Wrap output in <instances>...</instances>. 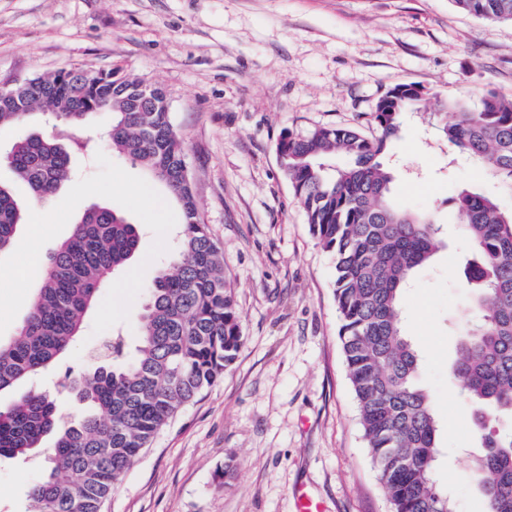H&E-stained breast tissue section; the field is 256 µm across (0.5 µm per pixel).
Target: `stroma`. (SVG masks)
<instances>
[{
    "mask_svg": "<svg viewBox=\"0 0 512 512\" xmlns=\"http://www.w3.org/2000/svg\"><path fill=\"white\" fill-rule=\"evenodd\" d=\"M82 65L115 68L162 87L186 142L202 220L224 252L243 345L223 377L143 450L101 512H299L305 488L326 512H390L365 446L341 343L333 259L312 234L276 152L284 132L322 126L380 133L375 105L390 87L420 86L389 146L394 202L434 211L465 185L497 181L456 157L439 134L437 96L512 97V22H487L451 0H0V82ZM73 173L39 201L0 166L26 206L0 254V340L22 325L42 267L83 212L109 205L143 237L133 285L101 290L58 369L0 392V407L32 389L57 390L65 370L91 368L112 334L134 356L142 288L165 266L182 213L167 189L99 147L71 156ZM449 238L405 298L407 333L440 419L438 477L458 512H482L468 474L470 409L455 388L454 326L466 318ZM43 454L0 458V512H28Z\"/></svg>",
    "mask_w": 512,
    "mask_h": 512,
    "instance_id": "1",
    "label": "stroma"
}]
</instances>
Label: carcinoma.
Segmentation results:
<instances>
[{"mask_svg":"<svg viewBox=\"0 0 512 512\" xmlns=\"http://www.w3.org/2000/svg\"><path fill=\"white\" fill-rule=\"evenodd\" d=\"M478 19L512 21V0H451ZM89 66L43 74L0 100V128L39 109L55 132L12 142L4 159L34 198L50 199L68 177V142L98 147L87 120L112 114V152L165 185L183 223L171 262L146 287L137 354L122 359L108 340L103 363L61 385L78 404L68 422L57 395L28 391L0 408V457L26 458L54 436L48 470L31 488L33 512H100L141 452L180 410L196 401L234 360L240 317L224 274V255L200 217L186 168V143L159 87ZM421 101L396 84L375 106L379 136L348 127L283 135L276 151L318 243L334 260L339 337L366 447L391 512H456L453 495L435 480L439 419L421 382L418 350L404 333L405 290L447 246L432 211L391 201L394 169L387 159L401 118ZM439 131L461 157L512 190V99L493 92L473 109L440 97ZM449 203L467 250L460 263L467 308L476 320L459 335L452 373L472 406V485L484 512H512V208L465 187ZM26 208L0 183V253L10 249ZM141 230L127 216L95 205L50 258L17 334L0 342V391L46 373L79 334L103 285L125 270Z\"/></svg>","mask_w":512,"mask_h":512,"instance_id":"obj_1","label":"carcinoma"}]
</instances>
